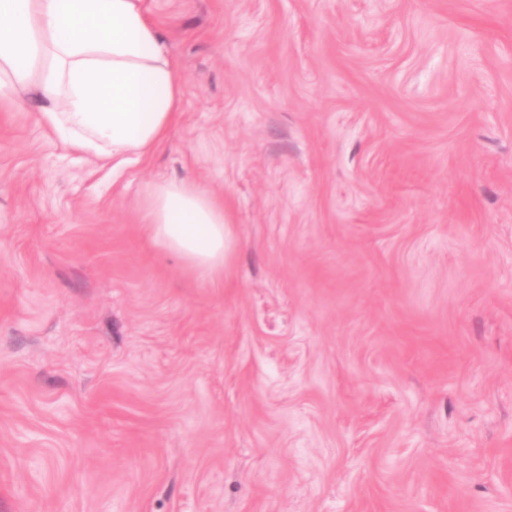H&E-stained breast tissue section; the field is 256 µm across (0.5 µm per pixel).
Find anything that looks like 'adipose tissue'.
I'll return each mask as SVG.
<instances>
[{
    "instance_id": "1",
    "label": "adipose tissue",
    "mask_w": 512,
    "mask_h": 512,
    "mask_svg": "<svg viewBox=\"0 0 512 512\" xmlns=\"http://www.w3.org/2000/svg\"><path fill=\"white\" fill-rule=\"evenodd\" d=\"M19 91L74 153L121 166L142 159L179 116L182 80L146 0H0V107ZM149 241L199 277L224 276V202L183 180L143 202Z\"/></svg>"
}]
</instances>
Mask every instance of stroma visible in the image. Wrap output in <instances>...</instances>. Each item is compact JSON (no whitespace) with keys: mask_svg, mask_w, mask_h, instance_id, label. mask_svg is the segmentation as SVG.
I'll return each instance as SVG.
<instances>
[{"mask_svg":"<svg viewBox=\"0 0 512 512\" xmlns=\"http://www.w3.org/2000/svg\"><path fill=\"white\" fill-rule=\"evenodd\" d=\"M181 118L0 111V512H512V0H147ZM224 201V278L143 233Z\"/></svg>","mask_w":512,"mask_h":512,"instance_id":"1","label":"stroma"}]
</instances>
